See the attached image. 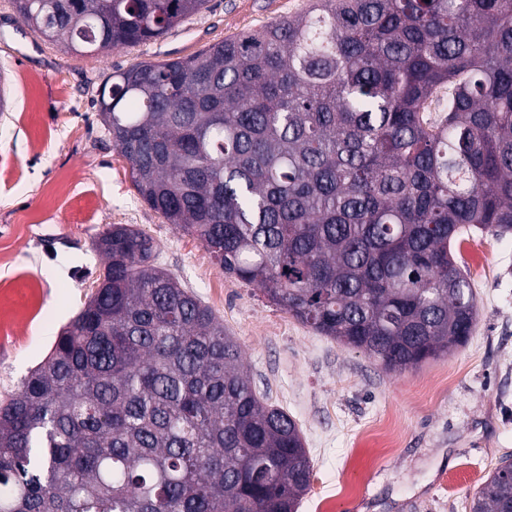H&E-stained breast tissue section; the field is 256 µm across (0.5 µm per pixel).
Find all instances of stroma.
Segmentation results:
<instances>
[{
    "mask_svg": "<svg viewBox=\"0 0 512 512\" xmlns=\"http://www.w3.org/2000/svg\"><path fill=\"white\" fill-rule=\"evenodd\" d=\"M309 0H209L163 37L78 56L42 41L0 0V401L86 300L110 224L151 236L158 261L223 320L255 390L297 423L312 464L298 512H469L512 459V236L465 234L456 260L478 301L463 347L385 371L224 273L137 195L96 100L115 70L187 58L306 9Z\"/></svg>",
    "mask_w": 512,
    "mask_h": 512,
    "instance_id": "obj_1",
    "label": "stroma"
}]
</instances>
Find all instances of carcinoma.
Returning <instances> with one entry per match:
<instances>
[{"instance_id": "1", "label": "carcinoma", "mask_w": 512, "mask_h": 512, "mask_svg": "<svg viewBox=\"0 0 512 512\" xmlns=\"http://www.w3.org/2000/svg\"><path fill=\"white\" fill-rule=\"evenodd\" d=\"M75 54L156 40L207 0H11ZM112 145L151 209L224 272L387 371L466 344L451 245L512 234V0H312L260 31L114 71ZM98 288L0 403V512H297L296 422L224 321L155 261L93 241ZM470 512L512 509V462Z\"/></svg>"}]
</instances>
